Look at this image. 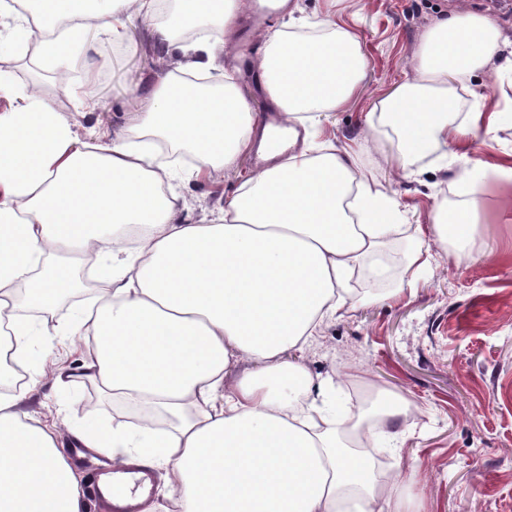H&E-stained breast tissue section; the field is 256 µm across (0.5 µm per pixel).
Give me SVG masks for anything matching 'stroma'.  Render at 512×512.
I'll use <instances>...</instances> for the list:
<instances>
[{"label":"stroma","instance_id":"1","mask_svg":"<svg viewBox=\"0 0 512 512\" xmlns=\"http://www.w3.org/2000/svg\"><path fill=\"white\" fill-rule=\"evenodd\" d=\"M449 4L348 0V9L359 18L367 78L351 104L324 120L323 139L341 149L362 134L367 112L410 72L423 31ZM280 22V15L261 17L246 9L240 33L226 48L228 60L240 68L239 88L257 114L268 105L255 84L252 61L263 35ZM87 42L99 62L92 78L79 63L69 81L59 82L37 55L7 45L0 47V68L20 89L41 76L44 91L63 111L77 108L72 90L82 87L99 109L81 118V125L114 134L134 110L131 88L147 85L168 68L171 57L135 15L126 22L122 41L92 30ZM369 159L378 181L405 208L407 223L430 224L439 207L461 201L452 173L418 176L401 169L390 137L371 142ZM178 164L188 172L178 190L188 202L189 217L204 224L255 168L253 158L244 156L235 168L196 178L190 174L196 158L182 156ZM476 199L477 230L465 247L464 264L455 263V246L433 248L432 265L415 291L393 299L389 293L404 277L405 247L393 243L375 258L388 274L386 281L355 275L340 317L324 325L303 352L311 372L335 377L337 386L384 390L416 409L414 420L397 423L404 433L402 446L388 465L395 474L416 466L426 475L420 495L407 501L408 512H512V185L487 171ZM88 354L87 341L57 337L49 372L21 405L58 433L59 448L67 455L79 423L93 420L108 427L125 418L121 406L93 384L56 383V374L77 372Z\"/></svg>","mask_w":512,"mask_h":512}]
</instances>
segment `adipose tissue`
I'll use <instances>...</instances> for the list:
<instances>
[{
  "label": "adipose tissue",
  "mask_w": 512,
  "mask_h": 512,
  "mask_svg": "<svg viewBox=\"0 0 512 512\" xmlns=\"http://www.w3.org/2000/svg\"><path fill=\"white\" fill-rule=\"evenodd\" d=\"M30 2L47 27L0 12V43L36 41L58 77L66 60L85 57L88 29L121 41L131 7L179 57L147 89L132 88L138 110L109 138L78 133L37 84L0 113V313L15 359L31 366L25 384L0 393V512H82L73 466L21 409L43 375L33 343L56 336L90 337L84 379L145 412L133 426L74 433L114 466L130 448L134 460L164 469V502L141 512H405L417 469L389 480L360 450L367 415L390 423L405 405L379 394L371 411L332 419L331 380L288 353L341 310L354 272L380 275L369 259L393 241L407 242L408 291L431 265L426 235L443 246L469 241L473 198L439 212L431 228L407 231L398 200L366 166L369 137L393 133L401 164L435 155L460 188L478 184L512 106L458 116L448 83L494 62L512 72V42L484 15L450 11L423 33L412 75L367 114L366 135L339 150L317 141L315 128L366 78L360 36L342 0H324L312 19L287 16L264 35L254 67L269 107L302 126L300 148L286 157L241 93L238 66L224 63L242 0H177L161 23L156 0ZM162 142L192 152L206 171L251 153L264 165L219 218L191 224L172 188L177 170L157 159ZM91 252L105 284L92 303L53 325L20 315L18 286L31 289L35 309L51 311L61 289L79 286L77 273L60 277L62 262Z\"/></svg>",
  "instance_id": "obj_1"
}]
</instances>
